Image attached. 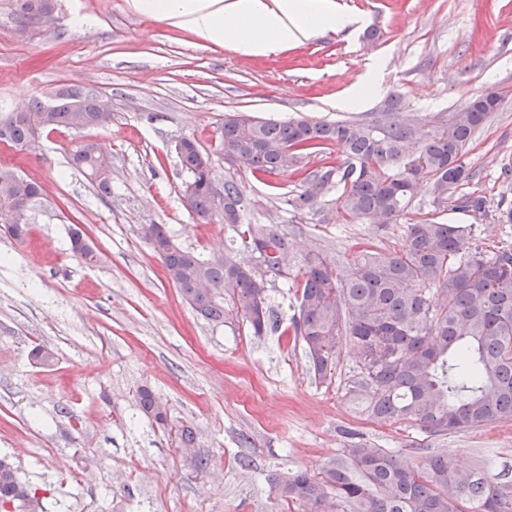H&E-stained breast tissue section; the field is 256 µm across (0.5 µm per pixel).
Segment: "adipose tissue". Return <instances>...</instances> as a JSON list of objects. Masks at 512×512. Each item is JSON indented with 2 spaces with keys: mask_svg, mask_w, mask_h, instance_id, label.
Returning a JSON list of instances; mask_svg holds the SVG:
<instances>
[{
  "mask_svg": "<svg viewBox=\"0 0 512 512\" xmlns=\"http://www.w3.org/2000/svg\"><path fill=\"white\" fill-rule=\"evenodd\" d=\"M135 10L155 15L239 53L267 57L352 20L334 0H132Z\"/></svg>",
  "mask_w": 512,
  "mask_h": 512,
  "instance_id": "adipose-tissue-1",
  "label": "adipose tissue"
}]
</instances>
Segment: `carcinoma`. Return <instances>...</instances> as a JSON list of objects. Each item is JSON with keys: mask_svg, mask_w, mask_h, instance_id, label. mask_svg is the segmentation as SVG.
Returning <instances> with one entry per match:
<instances>
[{"mask_svg": "<svg viewBox=\"0 0 512 512\" xmlns=\"http://www.w3.org/2000/svg\"><path fill=\"white\" fill-rule=\"evenodd\" d=\"M18 28L41 22L47 0H13ZM500 96L483 91L469 97L447 125L419 133L401 111V97L388 111L328 122L308 118L279 121L239 113L224 115L218 147L229 162L243 159L251 174L302 172L300 191L282 209L310 214L325 224L322 198L336 188V206L350 224L368 220L397 223L421 185L433 206L448 203V190L474 177L464 160L474 133L498 108ZM74 94L54 104L34 100L19 116L0 112L9 144L27 145L46 130L75 127ZM341 150L336 159L307 168V158ZM177 156L192 194L187 209L205 224L216 220L233 231L235 247L203 254L178 245L161 224L141 231L180 296L204 320L245 326L262 336L277 326L267 303L266 284L302 276L291 327L309 372L323 381L336 369L340 351L351 346L356 364L345 396L378 421L411 422L432 433L480 429L512 420V249L489 255L473 246L462 227L425 219L406 225L399 248L377 250L357 243L343 258L298 259L288 232L276 218L245 219L249 200L233 175L217 185L204 153L189 137ZM71 164L103 194L112 176L95 173L90 146L76 147ZM22 176L0 167V227L17 240L28 225L10 217L22 190ZM224 194V208L215 200ZM73 253L95 262L96 248L74 228ZM210 285L207 295L196 284ZM139 410L163 429L175 431L178 447L196 448L192 427L174 422L167 403L148 387L137 394ZM277 495L306 512H512V482L493 481L439 453L410 462L382 448L358 444L328 462L317 475L288 473ZM10 502L39 512L40 499L20 481L13 464L0 457V510Z\"/></svg>", "mask_w": 512, "mask_h": 512, "instance_id": "cac0c4a2", "label": "carcinoma"}]
</instances>
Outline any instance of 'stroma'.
<instances>
[{
  "label": "stroma",
  "mask_w": 512,
  "mask_h": 512,
  "mask_svg": "<svg viewBox=\"0 0 512 512\" xmlns=\"http://www.w3.org/2000/svg\"><path fill=\"white\" fill-rule=\"evenodd\" d=\"M336 2L354 25L250 58L137 12L130 0H60L51 34L22 37L9 0H0V112L72 87L112 102L107 128L47 131L26 150L0 143V166L45 191L25 240L0 233V455L44 512H303L277 497L274 479L319 472L357 443L408 460L426 448L512 481V420L431 435L370 419L345 397L350 348L331 378L309 373L288 333L297 289L266 288L278 331L256 337L210 324L141 236L142 225L162 224L194 251L228 244L224 224L200 223L187 210L175 152L178 138L195 136L217 178L228 175L216 151L225 114L336 121L381 111L397 94L430 133L489 89L501 105L465 155L476 178L449 190L444 210L420 189L404 217L463 225L490 253L512 248V224L498 219L512 208V179L501 174L512 167V0ZM370 27L376 40L363 37ZM87 141L112 159L111 195L68 162ZM237 177L258 219L301 181L291 171ZM467 196L482 198L483 209L461 208ZM336 197H324L329 223L283 216L298 255L339 259L362 240L400 246L403 223H345ZM75 224L93 240L96 263L71 251ZM38 344L55 352L52 366L31 359ZM143 386L167 401L176 422L193 426L209 471H192L175 436L140 412Z\"/></svg>",
  "instance_id": "35a3bbf8"
}]
</instances>
